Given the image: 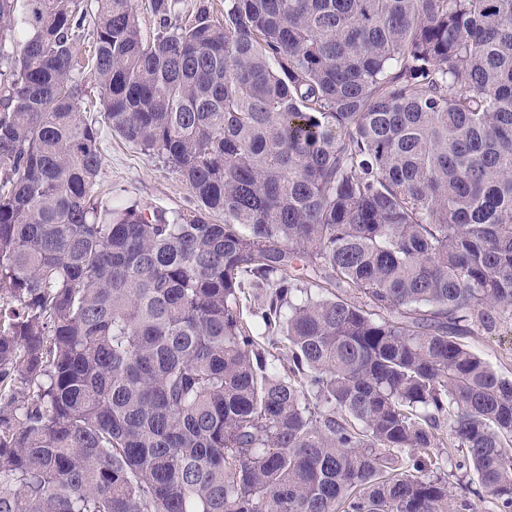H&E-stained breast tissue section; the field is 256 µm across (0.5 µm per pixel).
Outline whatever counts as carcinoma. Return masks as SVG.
Listing matches in <instances>:
<instances>
[{"mask_svg": "<svg viewBox=\"0 0 512 512\" xmlns=\"http://www.w3.org/2000/svg\"><path fill=\"white\" fill-rule=\"evenodd\" d=\"M150 8L0 0V512H512V0ZM89 24L192 214L95 196ZM148 1L137 0L136 3L141 35L145 41H152L160 32V24L158 17L152 14ZM474 352L487 360L502 376L512 379V321L506 319L489 333L469 340Z\"/></svg>", "mask_w": 512, "mask_h": 512, "instance_id": "carcinoma-1", "label": "carcinoma"}]
</instances>
